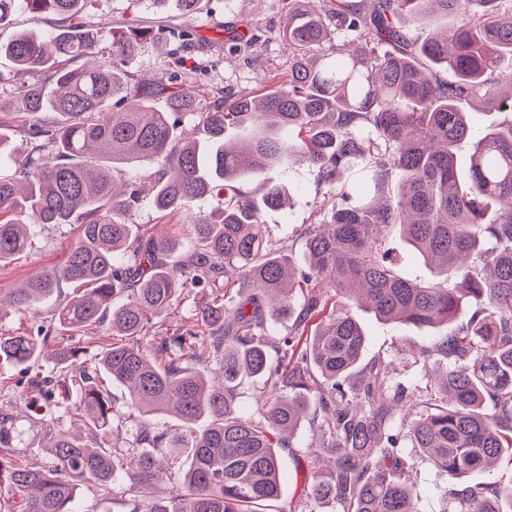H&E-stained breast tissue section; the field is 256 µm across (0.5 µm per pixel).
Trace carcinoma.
Returning <instances> with one entry per match:
<instances>
[{"mask_svg":"<svg viewBox=\"0 0 512 512\" xmlns=\"http://www.w3.org/2000/svg\"><path fill=\"white\" fill-rule=\"evenodd\" d=\"M24 2L56 27L0 42V57L51 87L18 86L11 119L31 144L23 158L4 161L0 132V166H14L0 172V262L27 249L30 224L81 223L61 263L0 294V312L32 318L23 333L0 336V362L22 374L0 395V512H81L87 482L122 495L128 512H264L281 490L276 449L291 447L314 402L335 461L311 471L300 512L326 499L341 512H418L413 454L455 481L512 453V125L484 127L459 108L472 100L512 112V0H370L368 12L336 0L321 13L286 0L288 75L230 103L220 89L206 99L174 83L131 89L118 64L150 41L180 39L162 27L87 28L93 0ZM448 15L457 22L442 36L404 33ZM102 44L110 65L94 59ZM45 111L59 120H40ZM465 142L474 148L463 161ZM296 160L333 189L323 219L305 229L304 273L261 233L286 185L269 182L258 198L236 186ZM152 161L158 169H142ZM125 168L136 176L120 194L115 174ZM145 195L167 214L223 201L220 219L198 214L187 225L204 252L173 265L171 237L136 233L128 217ZM393 229L432 281L395 272ZM312 281L343 299L332 313L321 293L295 309L293 291ZM63 287L71 298L42 320L38 304ZM194 288L210 290L208 303L154 332L177 292ZM354 303L387 322L455 325L410 352L435 374L417 395L387 381L384 361L362 363ZM280 316L295 320L272 345L267 318ZM49 346L57 367L46 372L38 361ZM244 376L270 384L257 400L261 423L239 411L234 383ZM109 382L126 387L127 418L138 420L128 446L111 439L121 414ZM158 414L175 432L147 426ZM59 418L84 434L55 428ZM25 419L40 424V467L18 461ZM176 477L180 493L153 495ZM449 504L444 512H512V477L451 488Z\"/></svg>","mask_w":512,"mask_h":512,"instance_id":"cac0c4a2","label":"carcinoma"}]
</instances>
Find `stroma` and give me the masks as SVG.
Listing matches in <instances>:
<instances>
[{
    "instance_id": "obj_1",
    "label": "stroma",
    "mask_w": 512,
    "mask_h": 512,
    "mask_svg": "<svg viewBox=\"0 0 512 512\" xmlns=\"http://www.w3.org/2000/svg\"><path fill=\"white\" fill-rule=\"evenodd\" d=\"M285 16L280 0H202L199 12L190 17L182 14L175 0H167L162 6L152 0H96L84 21L92 26L108 22L116 27L188 28L193 34V46L178 73H171L168 67L169 45L163 41L142 46L129 61L128 71L151 83L165 84L173 78L178 86L192 91L217 87L223 89L225 96L233 97L262 92L263 80L287 73L288 50L277 37ZM278 178L290 186L291 205L264 211V237L272 248L291 252L299 263L304 257L303 232L319 218V209L330 201L332 190L318 181L315 170L304 165H294L279 173ZM131 221L153 231H169L176 239L175 259H184L199 249L186 229L185 215L160 217L144 200L134 209ZM29 230L31 251L0 262V289L16 287L39 269L61 262L76 235L70 224L54 232L38 224L30 225ZM354 314L366 333L364 360L382 358L392 383L413 385L420 377V368L407 360L406 353L432 347L436 331L385 323L363 308L355 309ZM321 443L318 421L308 420L298 430L293 447L279 449L281 494L272 502L270 512H289L302 498ZM410 479L420 490L419 512H441L449 487L447 476L420 461Z\"/></svg>"
}]
</instances>
